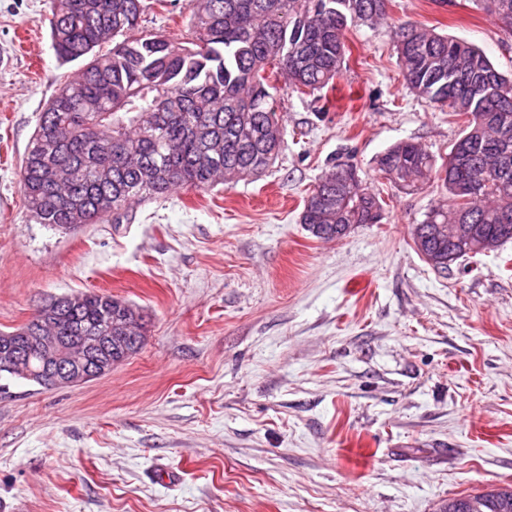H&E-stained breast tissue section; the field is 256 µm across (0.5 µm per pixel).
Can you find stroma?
<instances>
[{
  "label": "stroma",
  "instance_id": "35a3bbf8",
  "mask_svg": "<svg viewBox=\"0 0 512 512\" xmlns=\"http://www.w3.org/2000/svg\"><path fill=\"white\" fill-rule=\"evenodd\" d=\"M48 0H0V330L81 291L137 306L143 348L86 383L0 379V512H439L512 487V241L438 272L412 231L452 198L375 159L412 141L445 159L463 118L405 86L391 29L413 20L512 73V34L474 0H391L350 27L334 87L278 85L284 148L260 176L181 188L121 223H37L20 168L39 115L78 72ZM188 0L144 30L185 36ZM350 160L379 224L324 241L301 224Z\"/></svg>",
  "mask_w": 512,
  "mask_h": 512
}]
</instances>
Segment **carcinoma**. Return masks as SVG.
Returning a JSON list of instances; mask_svg holds the SVG:
<instances>
[{
    "label": "carcinoma",
    "mask_w": 512,
    "mask_h": 512,
    "mask_svg": "<svg viewBox=\"0 0 512 512\" xmlns=\"http://www.w3.org/2000/svg\"><path fill=\"white\" fill-rule=\"evenodd\" d=\"M512 31V0H476ZM56 56L90 60L41 113L22 161L20 183L40 224L74 230L127 216L136 203L189 186L233 185L268 169L284 144L271 78L313 94L345 61L350 24L375 26L390 0H189L184 41L135 36L145 0H48ZM407 87L426 102L466 117L441 167L454 200L434 206L414 243L437 270L512 240V75L472 44L417 22L394 30ZM114 41L112 50L101 46ZM378 170L403 188L427 183L435 157L416 143L397 142ZM383 206L357 167L325 170L307 196L300 222L317 238L337 227L379 224ZM481 228L475 238L448 240V225ZM50 327L61 336H116L110 322L133 305L110 295L64 296ZM512 512V490L448 501L441 512Z\"/></svg>",
    "instance_id": "obj_1"
}]
</instances>
